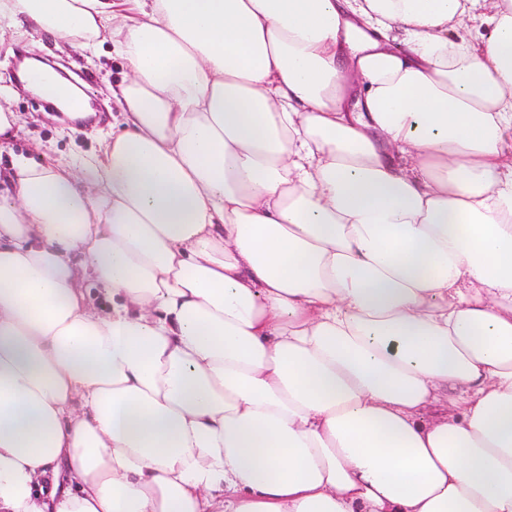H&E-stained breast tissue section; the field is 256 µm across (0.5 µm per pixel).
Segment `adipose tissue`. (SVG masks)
I'll use <instances>...</instances> for the list:
<instances>
[{"mask_svg": "<svg viewBox=\"0 0 512 512\" xmlns=\"http://www.w3.org/2000/svg\"><path fill=\"white\" fill-rule=\"evenodd\" d=\"M140 2L0 0L133 74L0 197V512H512V0Z\"/></svg>", "mask_w": 512, "mask_h": 512, "instance_id": "obj_1", "label": "adipose tissue"}]
</instances>
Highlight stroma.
<instances>
[{"mask_svg": "<svg viewBox=\"0 0 512 512\" xmlns=\"http://www.w3.org/2000/svg\"><path fill=\"white\" fill-rule=\"evenodd\" d=\"M29 48L37 57L61 64L78 76L98 120L75 125L51 102L24 89L16 65ZM130 78L124 58L111 43H103L98 54L89 57L76 44L49 37L29 25L1 26L0 90L10 94L16 123L10 138L0 142V171L8 169L17 155L35 164L57 166L101 153L104 134L124 128L123 113L112 98L111 87Z\"/></svg>", "mask_w": 512, "mask_h": 512, "instance_id": "1", "label": "stroma"}]
</instances>
